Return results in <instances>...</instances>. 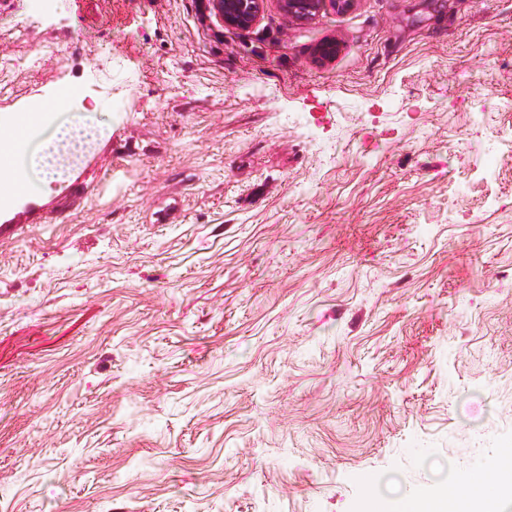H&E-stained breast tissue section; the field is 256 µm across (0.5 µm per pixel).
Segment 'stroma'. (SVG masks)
Masks as SVG:
<instances>
[{"instance_id": "1", "label": "stroma", "mask_w": 512, "mask_h": 512, "mask_svg": "<svg viewBox=\"0 0 512 512\" xmlns=\"http://www.w3.org/2000/svg\"><path fill=\"white\" fill-rule=\"evenodd\" d=\"M95 74L106 135L0 206V512H363L368 475L494 479L512 0H267L247 30L208 0L0 8V113ZM358 0H279L280 10L288 23L306 22L328 7L334 11L352 10Z\"/></svg>"}]
</instances>
